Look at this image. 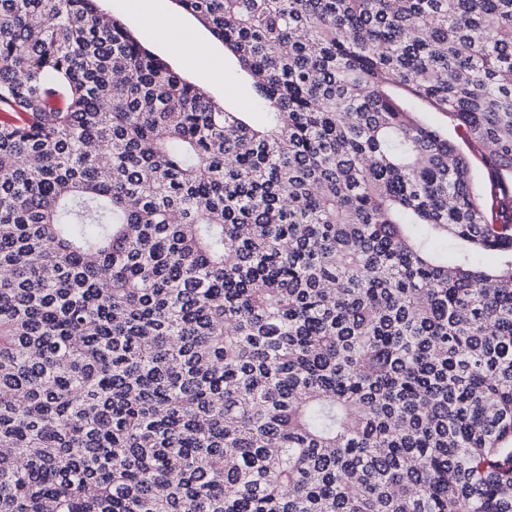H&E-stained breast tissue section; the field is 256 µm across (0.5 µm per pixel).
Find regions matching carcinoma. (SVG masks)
Wrapping results in <instances>:
<instances>
[{
    "instance_id": "1",
    "label": "carcinoma",
    "mask_w": 512,
    "mask_h": 512,
    "mask_svg": "<svg viewBox=\"0 0 512 512\" xmlns=\"http://www.w3.org/2000/svg\"><path fill=\"white\" fill-rule=\"evenodd\" d=\"M175 3L0 0V512H512V0ZM103 9L113 11L125 24L144 40L147 47L167 60L171 68L187 81L199 86L225 108L242 112L240 105L248 104L244 112H251V120L259 124L263 115L254 100L251 81L240 70L235 58L224 51V45L193 16L177 9L173 0H106ZM177 9L186 22L196 56L177 55L167 46L162 17ZM204 60L216 62L224 70V81L214 80L209 71L200 67ZM415 112H421L418 113L417 116H419L422 120L441 128L445 133L448 134V138L455 141L459 145L461 151L471 155L467 144L457 137L453 126L450 124L446 116L439 112H428L422 105H417L415 107Z\"/></svg>"
}]
</instances>
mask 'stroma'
<instances>
[{
	"instance_id": "35a3bbf8",
	"label": "stroma",
	"mask_w": 512,
	"mask_h": 512,
	"mask_svg": "<svg viewBox=\"0 0 512 512\" xmlns=\"http://www.w3.org/2000/svg\"><path fill=\"white\" fill-rule=\"evenodd\" d=\"M103 7L121 17L152 52L166 59L187 81L202 88L230 111L247 107L252 121L261 123L263 116L254 101L249 78L240 70L235 58L225 53L223 44L193 16H186L185 22L195 56L179 55L167 47L162 17L174 12V0H104Z\"/></svg>"
}]
</instances>
